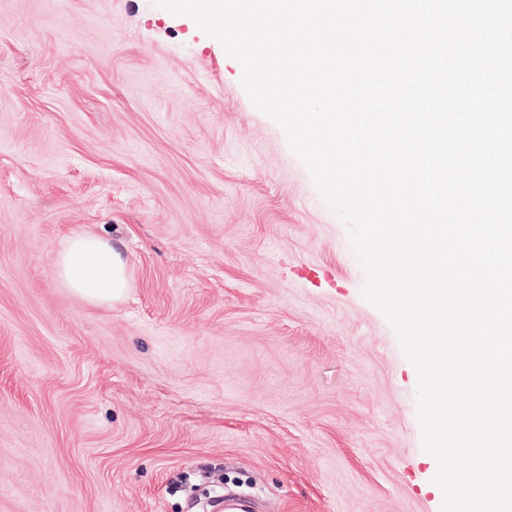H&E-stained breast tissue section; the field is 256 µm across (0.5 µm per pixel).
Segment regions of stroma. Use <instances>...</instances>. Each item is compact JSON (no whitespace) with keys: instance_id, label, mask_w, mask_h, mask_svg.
<instances>
[{"instance_id":"obj_1","label":"stroma","mask_w":512,"mask_h":512,"mask_svg":"<svg viewBox=\"0 0 512 512\" xmlns=\"http://www.w3.org/2000/svg\"><path fill=\"white\" fill-rule=\"evenodd\" d=\"M242 67L153 0H0V512H440L414 367ZM108 240L110 306L54 272ZM55 275L67 290L90 304L120 302L130 288L126 262L103 238L75 229L60 242Z\"/></svg>"}]
</instances>
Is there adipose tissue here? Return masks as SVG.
<instances>
[{"label": "adipose tissue", "mask_w": 512, "mask_h": 512, "mask_svg": "<svg viewBox=\"0 0 512 512\" xmlns=\"http://www.w3.org/2000/svg\"><path fill=\"white\" fill-rule=\"evenodd\" d=\"M54 269L71 294L94 305L122 301L130 286L123 258L106 240L81 229L72 230L60 242Z\"/></svg>", "instance_id": "adipose-tissue-1"}]
</instances>
